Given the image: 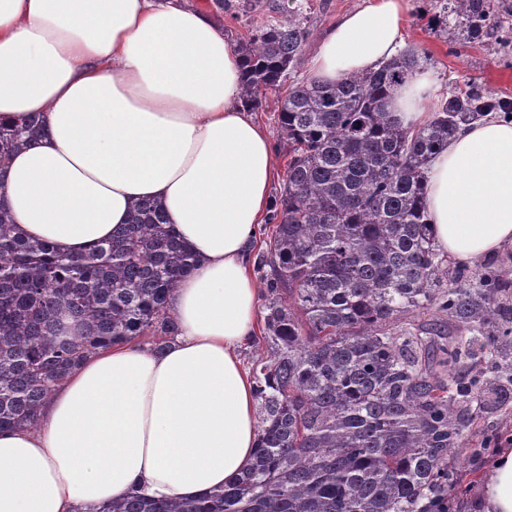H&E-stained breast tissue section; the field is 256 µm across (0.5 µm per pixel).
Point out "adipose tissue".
Masks as SVG:
<instances>
[{
    "label": "adipose tissue",
    "mask_w": 512,
    "mask_h": 512,
    "mask_svg": "<svg viewBox=\"0 0 512 512\" xmlns=\"http://www.w3.org/2000/svg\"><path fill=\"white\" fill-rule=\"evenodd\" d=\"M409 0H361L321 39L310 71L367 73L402 48ZM224 33L180 0H0V123L46 131L0 173L18 231L81 255L138 200H161L198 262L170 301L178 334L90 355L53 391L34 430L0 432V512H104L139 490L192 498L252 464L254 382L240 351L257 329L250 272L279 175L265 127L241 98ZM430 71L392 94L429 119ZM424 204L436 251L479 261L512 245V121L487 117L430 162ZM512 512V448L475 500Z\"/></svg>",
    "instance_id": "adipose-tissue-1"
}]
</instances>
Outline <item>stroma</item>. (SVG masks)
<instances>
[{
    "instance_id": "obj_1",
    "label": "stroma",
    "mask_w": 512,
    "mask_h": 512,
    "mask_svg": "<svg viewBox=\"0 0 512 512\" xmlns=\"http://www.w3.org/2000/svg\"><path fill=\"white\" fill-rule=\"evenodd\" d=\"M186 2L210 13L233 45L252 28L276 21L283 12L300 14L312 31L303 50L304 58L308 59L327 29L360 0H265V9L237 22L216 12L213 0ZM490 3L494 23L488 25L479 40L468 42L434 34L431 18L443 10L438 0H411L406 40L428 53L426 67L434 73L437 99L446 98L458 88H471L512 102V0H490ZM442 261L449 275H462L474 288L479 285L478 273L496 275L507 284L500 301L503 306L512 307V245L505 246L496 256L474 263L447 255ZM446 331L460 338L465 352L464 360L452 372L453 385L467 384L476 376L485 381L481 394L462 404L457 411L463 446L449 459L454 472V481L448 490L449 512H475L474 495L488 462L496 449L512 445V382L501 377L498 370L499 365L512 360V345L503 343L497 351H490L486 330L475 323L450 321Z\"/></svg>"
}]
</instances>
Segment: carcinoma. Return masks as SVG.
Here are the masks:
<instances>
[{
	"label": "carcinoma",
	"instance_id": "carcinoma-1",
	"mask_svg": "<svg viewBox=\"0 0 512 512\" xmlns=\"http://www.w3.org/2000/svg\"><path fill=\"white\" fill-rule=\"evenodd\" d=\"M451 36L479 38L488 0H452ZM231 17L261 0H215ZM311 31L297 14L249 31L235 52L242 100L268 90L288 151L283 188L257 266L266 274L265 350L250 360L259 442L252 467L233 485L199 498L112 502L107 512H448V457L461 445L458 405L482 380L450 393L400 316L432 310L438 322H479L512 336L505 285L461 288L432 245L423 191L426 165L462 124L512 113L477 93L445 99L423 126L388 110L394 89L427 60L415 47L365 74L332 83L294 80ZM40 130L31 120L0 124V166ZM195 263L145 202L124 231L84 256L16 233L0 205V431L38 426L40 411L90 355L116 343L160 347L177 335L169 303ZM432 360L453 365L455 336L431 344Z\"/></svg>",
	"mask_w": 512,
	"mask_h": 512
}]
</instances>
